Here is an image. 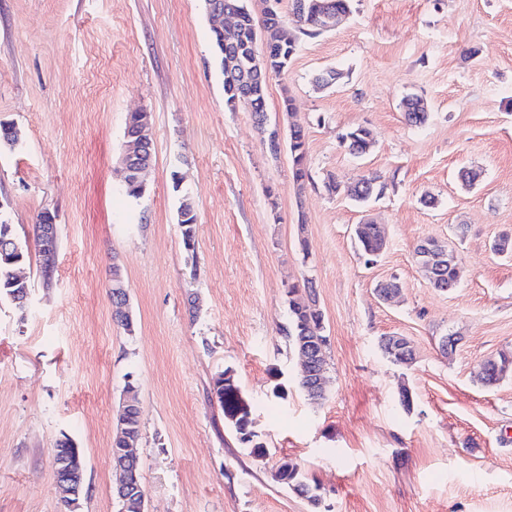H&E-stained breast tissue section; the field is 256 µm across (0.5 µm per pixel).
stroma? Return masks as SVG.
Wrapping results in <instances>:
<instances>
[{
    "label": "stroma",
    "mask_w": 512,
    "mask_h": 512,
    "mask_svg": "<svg viewBox=\"0 0 512 512\" xmlns=\"http://www.w3.org/2000/svg\"><path fill=\"white\" fill-rule=\"evenodd\" d=\"M329 69L337 82L316 88ZM286 94L307 131L301 190L288 152L270 154L250 114L225 109L204 0H0V122L22 131L0 151V218L30 247L38 213L59 225L55 286L31 259L27 315L0 298V512H60L65 436L85 459L82 512H119L112 438L130 383L147 512H512V373L477 378L512 351V254L491 248L512 236V0H352L269 81V125H286ZM409 95L429 107L424 126L404 120ZM142 110L155 161L134 199L119 159ZM357 127L374 138L362 157L341 144ZM471 167L482 178L469 188L458 173ZM373 173L386 190L361 205L323 188ZM369 220L388 239L371 264L354 237ZM427 238L457 255L456 288L428 284L414 255ZM115 266L130 331L112 319ZM308 278L329 339L318 402L281 332L288 286ZM389 279L401 291L386 302L375 288ZM384 336L408 338L414 360H387ZM276 368L288 395L274 401ZM227 369L266 459L211 397ZM282 459L318 485L319 507L273 480ZM197 214L192 199L183 195L178 207V224L181 228L182 241L186 251L194 254V236Z\"/></svg>",
    "instance_id": "1"
}]
</instances>
